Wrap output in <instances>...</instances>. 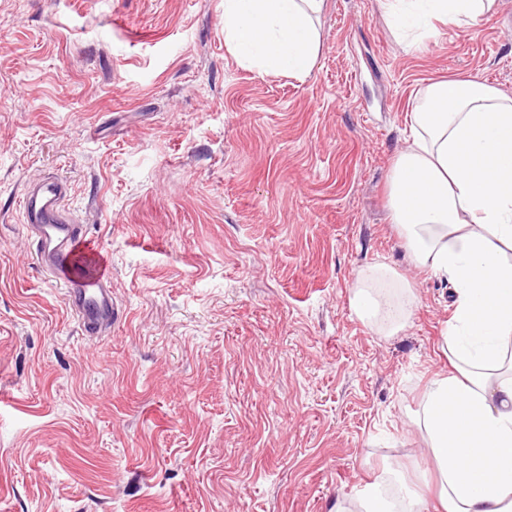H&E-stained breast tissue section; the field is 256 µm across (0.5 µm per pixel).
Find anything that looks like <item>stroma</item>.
<instances>
[{
  "label": "stroma",
  "mask_w": 512,
  "mask_h": 512,
  "mask_svg": "<svg viewBox=\"0 0 512 512\" xmlns=\"http://www.w3.org/2000/svg\"><path fill=\"white\" fill-rule=\"evenodd\" d=\"M512 0L414 47L381 0H324L307 78L224 44V0H0V512H353L434 482L417 413L451 317L392 224L431 84L512 96ZM57 174L124 312L82 335L19 198ZM414 293L362 323L358 274ZM393 276L384 265H375L371 269L361 272L354 286L350 303L356 315L365 322L373 323L385 321L392 329L398 330L403 327V321L398 306L390 297L380 294L372 287V282L379 278H390ZM390 484L396 486L388 492ZM385 491V494H383ZM371 510L367 512H429L428 502L409 489L394 472H383L377 482L367 488Z\"/></svg>",
  "instance_id": "obj_1"
}]
</instances>
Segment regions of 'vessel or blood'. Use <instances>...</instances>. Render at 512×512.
<instances>
[{
  "label": "vessel or blood",
  "instance_id": "1",
  "mask_svg": "<svg viewBox=\"0 0 512 512\" xmlns=\"http://www.w3.org/2000/svg\"><path fill=\"white\" fill-rule=\"evenodd\" d=\"M69 196L67 179L50 176L28 184L20 205L39 265L66 285L67 306L82 334L92 338L110 331L120 312L101 248L71 209Z\"/></svg>",
  "mask_w": 512,
  "mask_h": 512
}]
</instances>
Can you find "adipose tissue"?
<instances>
[{
  "label": "adipose tissue",
  "instance_id": "ef3b65f1",
  "mask_svg": "<svg viewBox=\"0 0 512 512\" xmlns=\"http://www.w3.org/2000/svg\"><path fill=\"white\" fill-rule=\"evenodd\" d=\"M323 0H224V43L258 72L307 77ZM406 46L433 21L471 26L496 0H384ZM409 143L389 174L390 210L416 265L448 281L444 343L453 369L436 375L423 427L443 512H512V98L476 79L432 84L410 116ZM361 272L350 303L365 322L403 326L398 306ZM370 512H430L392 472L367 489Z\"/></svg>",
  "mask_w": 512,
  "mask_h": 512
}]
</instances>
